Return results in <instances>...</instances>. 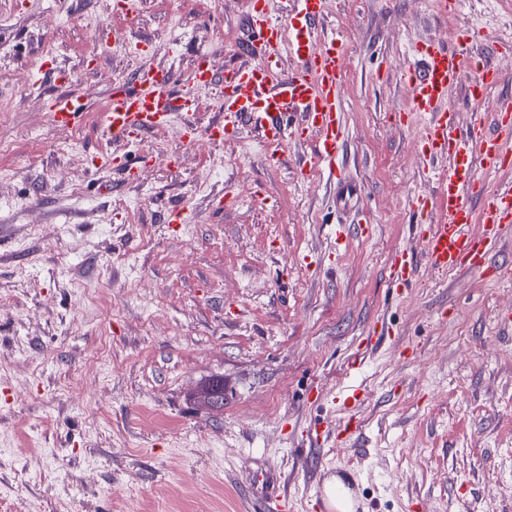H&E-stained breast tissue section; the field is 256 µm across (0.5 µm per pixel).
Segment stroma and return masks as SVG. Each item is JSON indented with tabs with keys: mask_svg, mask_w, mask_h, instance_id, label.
Segmentation results:
<instances>
[{
	"mask_svg": "<svg viewBox=\"0 0 512 512\" xmlns=\"http://www.w3.org/2000/svg\"><path fill=\"white\" fill-rule=\"evenodd\" d=\"M101 0H0V512H253L281 496L317 512L339 475L360 512H512V229L476 279L423 256L414 192H433L423 118L402 79L409 46H466L497 79L460 126L512 99V0H327L347 50L338 169L360 189L345 210L324 169L296 171L316 138L288 141L270 166L259 135L210 140L168 130L178 166L128 181L92 159L112 73L190 71L197 55L254 59L243 0H138L132 54L104 37ZM233 32L231 48L212 41ZM82 98L77 125L48 97ZM239 193L220 210L217 199ZM187 207L186 224L166 211ZM374 226L364 233L360 219ZM416 260L395 287L390 257ZM385 342L367 348L372 323ZM224 381V407L196 391ZM357 412L355 444L336 440Z\"/></svg>",
	"mask_w": 512,
	"mask_h": 512,
	"instance_id": "1",
	"label": "stroma"
}]
</instances>
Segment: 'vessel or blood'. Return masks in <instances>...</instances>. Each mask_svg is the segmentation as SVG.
<instances>
[{
	"instance_id": "obj_1",
	"label": "vessel or blood",
	"mask_w": 512,
	"mask_h": 512,
	"mask_svg": "<svg viewBox=\"0 0 512 512\" xmlns=\"http://www.w3.org/2000/svg\"><path fill=\"white\" fill-rule=\"evenodd\" d=\"M323 15L324 0H256L250 25L260 36L261 61L225 68L219 78L202 59L180 84L167 69H140L131 81L113 84L99 116L103 133L128 144L168 125L178 113L184 141L193 142L198 134L193 90L205 87L218 94L224 114L221 122L209 127L211 139L223 140L245 124L270 144L286 139L302 142L313 136L318 151L302 162V172L316 165L335 169L344 141L340 115L345 110L346 57L336 39L316 35ZM285 52L294 59L286 71L279 66ZM411 57L405 79L412 112L427 118L420 134L423 154L449 163L447 174L440 178V204L431 203L423 193L415 198L414 208L425 225L422 251L439 272L487 275L502 230L512 226V186L493 191L477 209L471 199L478 187L477 167L497 169L512 157L507 149L512 142V104L489 118L473 113L469 125L459 127L448 93L472 56L462 47L435 42L415 46ZM47 110L54 125L71 127L83 102L60 94L48 101ZM390 276L398 286L411 287L414 266L407 254H395ZM316 501L319 512H359L354 498L340 489L332 495L318 491Z\"/></svg>"
}]
</instances>
